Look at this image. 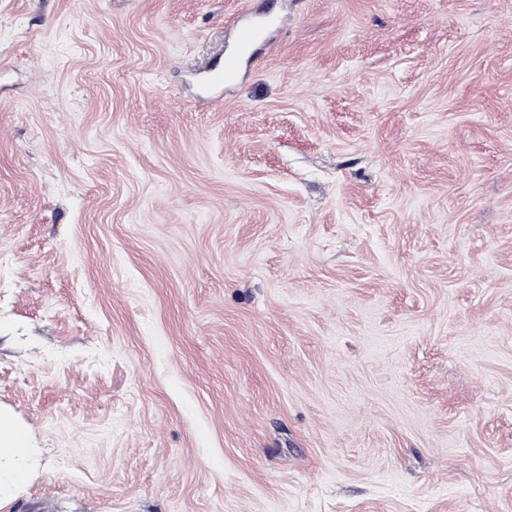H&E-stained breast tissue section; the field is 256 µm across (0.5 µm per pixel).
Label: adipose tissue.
Returning <instances> with one entry per match:
<instances>
[{"instance_id": "ef3b65f1", "label": "adipose tissue", "mask_w": 512, "mask_h": 512, "mask_svg": "<svg viewBox=\"0 0 512 512\" xmlns=\"http://www.w3.org/2000/svg\"><path fill=\"white\" fill-rule=\"evenodd\" d=\"M35 451L29 448L23 430L7 415L0 414V501L29 477Z\"/></svg>"}]
</instances>
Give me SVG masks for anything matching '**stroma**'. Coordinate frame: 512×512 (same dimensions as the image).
<instances>
[{"label": "stroma", "instance_id": "stroma-1", "mask_svg": "<svg viewBox=\"0 0 512 512\" xmlns=\"http://www.w3.org/2000/svg\"><path fill=\"white\" fill-rule=\"evenodd\" d=\"M0 411V512H512V0H0ZM233 29L235 50L224 54L222 68L216 67L208 73L209 82L216 86L224 85L226 78L237 73L244 55L251 53L257 46L268 43L272 27L243 18L234 23ZM23 430L7 415L0 414V503L26 482L35 458Z\"/></svg>", "mask_w": 512, "mask_h": 512}]
</instances>
